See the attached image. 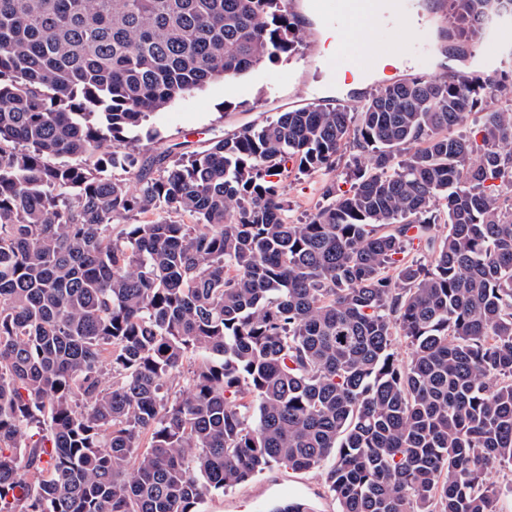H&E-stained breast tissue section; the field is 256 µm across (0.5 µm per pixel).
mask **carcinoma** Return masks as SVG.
I'll return each instance as SVG.
<instances>
[{"mask_svg": "<svg viewBox=\"0 0 512 512\" xmlns=\"http://www.w3.org/2000/svg\"><path fill=\"white\" fill-rule=\"evenodd\" d=\"M488 2L447 0L454 40ZM303 35L285 0H0V512H200L331 455L338 512H496L504 84L411 78L141 156L150 114ZM348 144L350 188L288 221L279 177Z\"/></svg>", "mask_w": 512, "mask_h": 512, "instance_id": "obj_1", "label": "carcinoma"}]
</instances>
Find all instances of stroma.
Listing matches in <instances>:
<instances>
[{"instance_id": "1", "label": "stroma", "mask_w": 512, "mask_h": 512, "mask_svg": "<svg viewBox=\"0 0 512 512\" xmlns=\"http://www.w3.org/2000/svg\"><path fill=\"white\" fill-rule=\"evenodd\" d=\"M373 37L386 54L407 58L410 77H440L435 43L430 33L407 32L397 25H383L374 30ZM313 53L311 40L303 39L294 52L278 63L260 65L231 83L211 82L154 114L148 125L157 132L159 140L150 145V153L179 142L199 148L213 136L236 132L247 124L265 122L294 108L310 104L332 107L344 104L342 92L336 91L328 82L330 67L312 64ZM331 179L327 172L311 176L292 172L284 178V198L292 221L308 218L321 199L323 186ZM291 492L302 496L313 512H337L336 503L326 490L323 471L294 472L278 465L233 488L214 493L201 510L254 512L255 499H264L266 505L271 506Z\"/></svg>"}]
</instances>
